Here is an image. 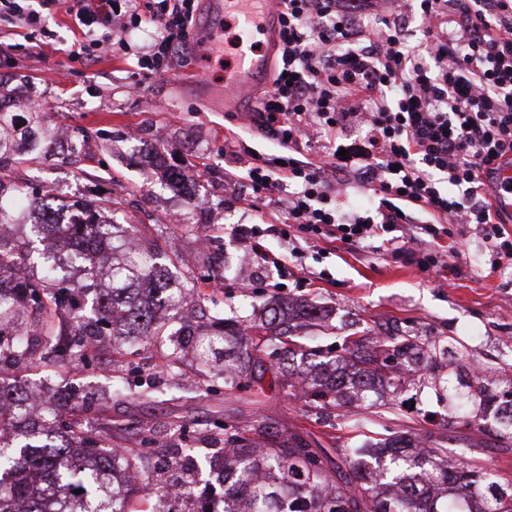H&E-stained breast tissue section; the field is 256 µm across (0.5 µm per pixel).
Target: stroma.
<instances>
[{"label":"stroma","mask_w":512,"mask_h":512,"mask_svg":"<svg viewBox=\"0 0 512 512\" xmlns=\"http://www.w3.org/2000/svg\"><path fill=\"white\" fill-rule=\"evenodd\" d=\"M49 24L56 38L48 45L0 24V98L14 112H44L47 133L66 130L83 138L84 150L76 156L54 150L35 166H20L16 175L67 202L109 197L115 223L136 225L139 248L173 258L171 278L198 299L186 309L198 329L219 312L251 326L262 307H304L318 314V328L297 331L311 350L333 348L371 327L436 341L456 337L491 380L497 367L512 364V267L487 274L485 247L472 228L453 226L463 249L453 258L458 274L445 281H428L384 245L326 255L319 242L305 244L300 273L278 279L239 241V230L260 223L261 216L251 205L244 167L224 159V139L231 135L263 156L277 151L275 140L250 124L251 103L232 114L202 101L190 85V62L129 92L137 70L133 53L117 52L102 38L91 63L71 60L84 35L62 10ZM170 167L186 175L180 188L168 185ZM170 344L166 337L155 346L131 343L129 356L117 362L106 337L90 349L87 364L5 362L0 379L13 385L49 380L52 401L61 388H72L81 419L105 436L108 447L136 448L155 458L172 448L202 455L223 447L231 434L253 436L267 421L271 437L298 433L311 447L330 451L364 434L430 436L455 449L465 464L489 467L501 481H512V443L432 424V417L448 411L440 387L375 383L370 398L381 409L361 430L352 415L310 408L269 376L259 383L243 377L232 386L210 383L187 348L181 376L171 378L160 357ZM139 379L153 383L151 400L96 403V393ZM144 430L153 431L154 443L141 442Z\"/></svg>","instance_id":"1"}]
</instances>
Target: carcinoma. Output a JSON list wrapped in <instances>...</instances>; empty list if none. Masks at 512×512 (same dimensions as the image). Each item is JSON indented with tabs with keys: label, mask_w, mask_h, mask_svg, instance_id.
<instances>
[{
	"label": "carcinoma",
	"mask_w": 512,
	"mask_h": 512,
	"mask_svg": "<svg viewBox=\"0 0 512 512\" xmlns=\"http://www.w3.org/2000/svg\"><path fill=\"white\" fill-rule=\"evenodd\" d=\"M48 147L33 144L19 151L0 133V227L29 218L24 241L0 234V359L28 362L42 358L83 362L96 337H112V352L134 341L150 345L167 335L169 318L156 309L155 294L171 291L161 254L140 255L120 224L104 217V200L77 201L61 207L45 190L13 180L23 164L34 165ZM51 236L55 246L37 244ZM35 264L40 272L11 283L15 269ZM84 312L71 317L73 309ZM199 335L196 361L211 378L225 380L224 360L233 356L252 380L278 377L299 352L290 341L292 318L272 313L251 335L238 323ZM388 359L411 351L428 355L434 346L418 336L387 334L379 341L344 340L329 356L336 370L322 379L302 381L306 403L320 410L368 414L376 403L364 392L381 374L378 346ZM440 369L448 394L450 429H485L487 411L499 415L496 438L512 442V382H489L471 375L474 359L450 336L441 348ZM0 512H512V482H501L488 468H467L440 443L418 448L415 440H394L376 448L367 442L335 448L336 459L319 454L290 436L257 448L248 439L224 440L219 449L224 495L203 479L195 464L174 460L181 474L178 495L155 483L158 461L134 448H114L84 437V429H60L47 408L29 411L27 389L0 385ZM82 493H76V490Z\"/></svg>",
	"instance_id": "1"
}]
</instances>
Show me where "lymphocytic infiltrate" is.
I'll return each instance as SVG.
<instances>
[{
  "instance_id": "1",
  "label": "lymphocytic infiltrate",
  "mask_w": 512,
  "mask_h": 512,
  "mask_svg": "<svg viewBox=\"0 0 512 512\" xmlns=\"http://www.w3.org/2000/svg\"><path fill=\"white\" fill-rule=\"evenodd\" d=\"M388 0H283L275 47L278 72L251 117L278 142L277 157L247 156L225 141L224 156L246 164L255 201L281 238L340 243L374 239L420 273H453L452 224L474 225L491 271L512 264V235L488 200L499 166L512 162V0H417L423 25L410 42ZM64 0H0L31 36L55 40L46 12ZM77 26L157 34L142 47L144 77L165 75L189 50L195 0H77ZM327 159L304 153L314 136ZM373 192L365 213L347 211L336 170ZM277 203H270V196Z\"/></svg>"
}]
</instances>
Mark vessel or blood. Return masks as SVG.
<instances>
[{"mask_svg": "<svg viewBox=\"0 0 512 512\" xmlns=\"http://www.w3.org/2000/svg\"><path fill=\"white\" fill-rule=\"evenodd\" d=\"M208 7L210 14L223 16L225 26L246 39L240 49L227 52L220 32L207 23L199 28L197 84L211 104L233 112L268 82L271 54L279 36L281 0H208ZM219 56L226 62L224 80L215 83L207 79L206 72ZM490 201L495 210L512 216V164L501 165L498 188Z\"/></svg>", "mask_w": 512, "mask_h": 512, "instance_id": "b4317fda", "label": "vessel or blood"}]
</instances>
